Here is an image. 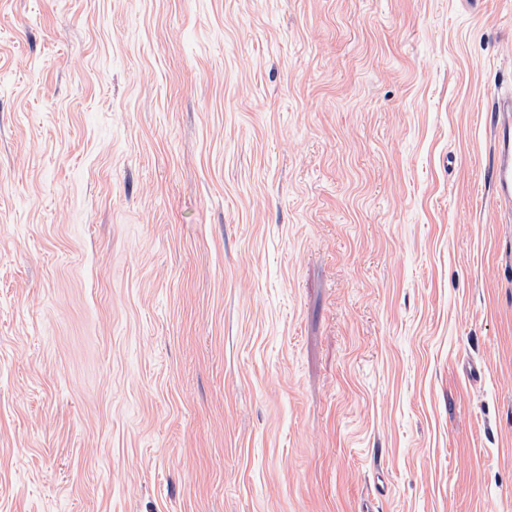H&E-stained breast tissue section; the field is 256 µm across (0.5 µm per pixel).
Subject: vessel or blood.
Segmentation results:
<instances>
[{
	"instance_id": "b4317fda",
	"label": "vessel or blood",
	"mask_w": 512,
	"mask_h": 512,
	"mask_svg": "<svg viewBox=\"0 0 512 512\" xmlns=\"http://www.w3.org/2000/svg\"><path fill=\"white\" fill-rule=\"evenodd\" d=\"M491 110L494 114L495 197L503 211L512 213V94L497 95Z\"/></svg>"
}]
</instances>
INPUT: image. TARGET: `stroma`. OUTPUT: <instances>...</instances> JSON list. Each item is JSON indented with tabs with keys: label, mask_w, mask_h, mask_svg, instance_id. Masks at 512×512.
<instances>
[{
	"label": "stroma",
	"mask_w": 512,
	"mask_h": 512,
	"mask_svg": "<svg viewBox=\"0 0 512 512\" xmlns=\"http://www.w3.org/2000/svg\"><path fill=\"white\" fill-rule=\"evenodd\" d=\"M512 0H0V512H512ZM495 159L493 187L499 207L512 216V94H498L491 107Z\"/></svg>",
	"instance_id": "1"
}]
</instances>
